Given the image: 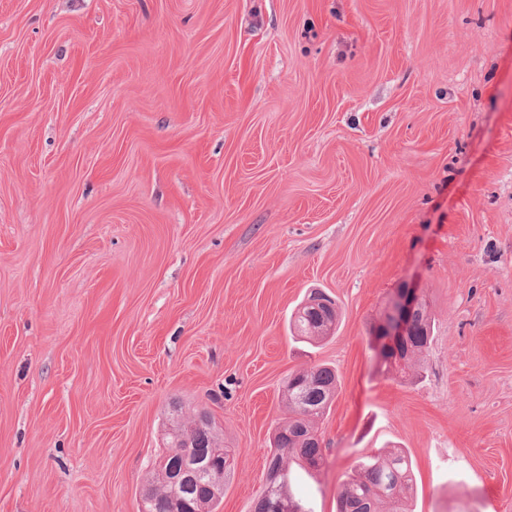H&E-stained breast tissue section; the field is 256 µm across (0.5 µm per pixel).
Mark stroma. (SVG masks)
<instances>
[{"label":"stroma","instance_id":"1","mask_svg":"<svg viewBox=\"0 0 512 512\" xmlns=\"http://www.w3.org/2000/svg\"><path fill=\"white\" fill-rule=\"evenodd\" d=\"M408 283L402 373L372 332ZM317 365L313 512L390 451L406 512H512V0H0V512H140L178 408L254 512ZM422 306L423 298L418 288L408 285L397 290L396 296L390 304L388 316L381 323L384 333H379V335L384 338L374 337L380 366L395 363L388 361L384 355L394 348L402 336L408 335L412 324V330L400 348V359L404 361L401 370H404L406 362L412 355L422 353L428 347L434 328L427 304L413 323L415 314L422 310ZM319 322V316L314 315L312 312H308V308L304 305L298 310L293 326L297 332V335L310 340H320L326 338L330 334H318L316 329Z\"/></svg>","mask_w":512,"mask_h":512}]
</instances>
